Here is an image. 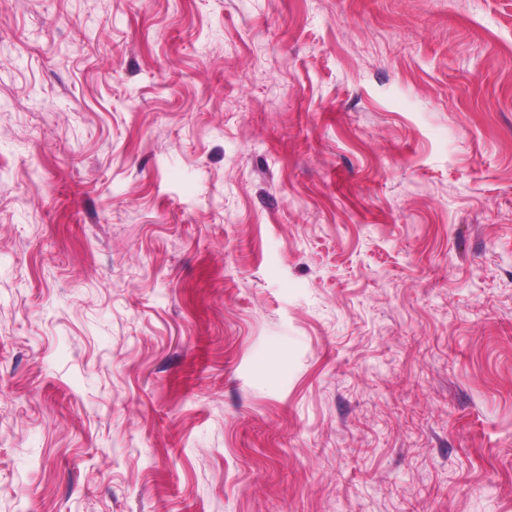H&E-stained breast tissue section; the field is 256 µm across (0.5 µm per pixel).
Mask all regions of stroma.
Masks as SVG:
<instances>
[{"instance_id":"obj_1","label":"stroma","mask_w":512,"mask_h":512,"mask_svg":"<svg viewBox=\"0 0 512 512\" xmlns=\"http://www.w3.org/2000/svg\"><path fill=\"white\" fill-rule=\"evenodd\" d=\"M0 512H512V0H0Z\"/></svg>"}]
</instances>
